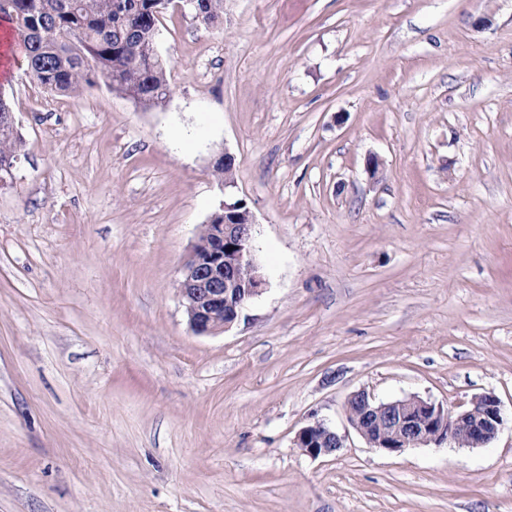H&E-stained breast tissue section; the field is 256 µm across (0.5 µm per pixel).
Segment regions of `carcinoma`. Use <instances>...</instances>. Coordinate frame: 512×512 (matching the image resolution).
I'll list each match as a JSON object with an SVG mask.
<instances>
[{
  "mask_svg": "<svg viewBox=\"0 0 512 512\" xmlns=\"http://www.w3.org/2000/svg\"><path fill=\"white\" fill-rule=\"evenodd\" d=\"M161 0H0L15 28L29 76L58 94H75L100 76L146 107L165 104L166 64L153 53ZM207 26L224 20V0H196ZM15 127L0 123V177L21 151Z\"/></svg>",
  "mask_w": 512,
  "mask_h": 512,
  "instance_id": "obj_1",
  "label": "carcinoma"
}]
</instances>
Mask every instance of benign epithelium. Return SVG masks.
I'll return each mask as SVG.
<instances>
[{
    "instance_id": "7a95c632",
    "label": "benign epithelium",
    "mask_w": 512,
    "mask_h": 512,
    "mask_svg": "<svg viewBox=\"0 0 512 512\" xmlns=\"http://www.w3.org/2000/svg\"><path fill=\"white\" fill-rule=\"evenodd\" d=\"M224 223L209 225L198 235L183 268L179 290L191 329L212 334L229 329L262 292L265 277L255 259L254 221L249 210L226 202ZM250 272L239 279L238 269ZM357 406L351 426L373 448L400 454L420 445H441L467 433L471 447L491 444L505 424L501 404L493 394L475 397L464 410L410 396L378 401L365 391L352 394L344 411ZM295 445L312 458L332 456L343 446V436L324 419H315L295 436Z\"/></svg>"
}]
</instances>
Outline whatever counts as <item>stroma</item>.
<instances>
[{
  "label": "stroma",
  "instance_id": "35a3bbf8",
  "mask_svg": "<svg viewBox=\"0 0 512 512\" xmlns=\"http://www.w3.org/2000/svg\"><path fill=\"white\" fill-rule=\"evenodd\" d=\"M156 44L159 108L0 75V512H512V0L173 4ZM234 199L267 285L197 335L182 268ZM361 389L505 425L389 454ZM199 13L207 22L205 27H215L223 23L224 20V0H196ZM201 15H196L201 19ZM21 145L14 124L0 123V177L12 174V167L20 154ZM295 445L312 458L335 455L343 446V436L324 419H314L295 436Z\"/></svg>",
  "mask_w": 512,
  "mask_h": 512
}]
</instances>
